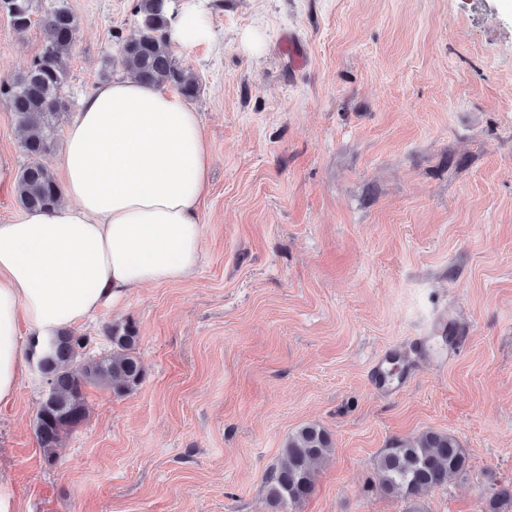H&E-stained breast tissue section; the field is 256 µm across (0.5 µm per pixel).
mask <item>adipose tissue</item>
I'll use <instances>...</instances> for the list:
<instances>
[{"label": "adipose tissue", "mask_w": 512, "mask_h": 512, "mask_svg": "<svg viewBox=\"0 0 512 512\" xmlns=\"http://www.w3.org/2000/svg\"><path fill=\"white\" fill-rule=\"evenodd\" d=\"M167 12L172 41L210 37L190 0ZM209 164L199 115L177 95L122 77L87 97L61 158L62 200L0 224V407L27 367L21 334L40 354L120 294L192 276Z\"/></svg>", "instance_id": "adipose-tissue-1"}]
</instances>
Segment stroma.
<instances>
[{
	"instance_id": "35a3bbf8",
	"label": "stroma",
	"mask_w": 512,
	"mask_h": 512,
	"mask_svg": "<svg viewBox=\"0 0 512 512\" xmlns=\"http://www.w3.org/2000/svg\"><path fill=\"white\" fill-rule=\"evenodd\" d=\"M212 35L173 45L210 157L195 274L78 323L87 354L134 322L145 377L86 390L46 463L47 390L0 408V491L18 512H407L377 482L396 439L454 435L467 471L424 512H483L512 486V0H196ZM78 30L56 137L140 17L68 0ZM43 49L0 9V79ZM334 451L296 508L265 477L288 435Z\"/></svg>"
}]
</instances>
